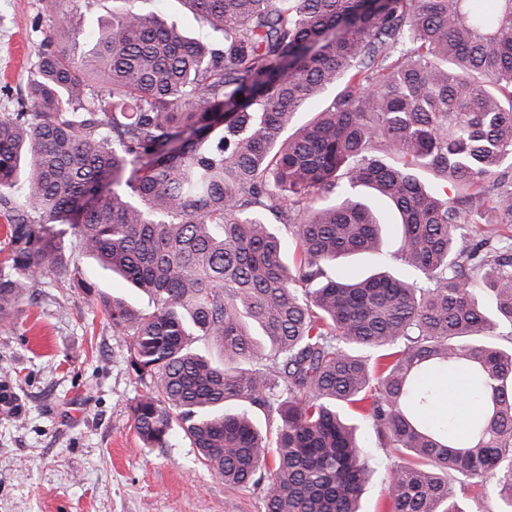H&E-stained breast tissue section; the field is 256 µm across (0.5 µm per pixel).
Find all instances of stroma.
I'll return each instance as SVG.
<instances>
[{
  "mask_svg": "<svg viewBox=\"0 0 512 512\" xmlns=\"http://www.w3.org/2000/svg\"><path fill=\"white\" fill-rule=\"evenodd\" d=\"M145 12L203 39L207 32L180 0H138ZM47 0H0V113L23 102L27 80L53 33ZM369 203L386 224L383 252L343 257L336 278L379 269L401 271L396 216L377 198ZM66 255L82 278L137 307L147 296L66 237ZM70 269L32 282L11 322H0V512H264L260 491L225 489L198 461L182 432L168 447L140 441L132 406L145 391L128 365L125 342L73 282ZM362 445L374 472L362 512H380L388 479L386 451L368 424Z\"/></svg>",
  "mask_w": 512,
  "mask_h": 512,
  "instance_id": "obj_1",
  "label": "stroma"
}]
</instances>
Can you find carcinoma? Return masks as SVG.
<instances>
[{
  "label": "carcinoma",
  "instance_id": "1",
  "mask_svg": "<svg viewBox=\"0 0 512 512\" xmlns=\"http://www.w3.org/2000/svg\"><path fill=\"white\" fill-rule=\"evenodd\" d=\"M65 2L67 41L43 45L26 110L0 113V322L65 264L69 233L150 295L136 308L74 268L149 382L145 447L180 429L264 512H360L367 420L392 455L384 512H466L451 482L490 483L512 512V238L470 232L512 227V0H183L206 43L120 0L87 49ZM364 188L397 210L411 278L329 275L382 250ZM446 371L473 386L461 433L430 421Z\"/></svg>",
  "mask_w": 512,
  "mask_h": 512
}]
</instances>
